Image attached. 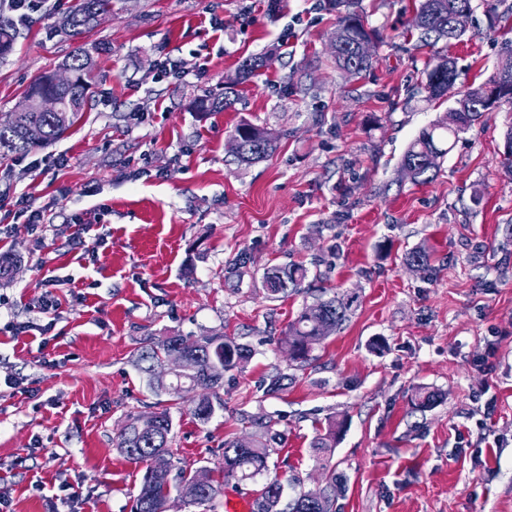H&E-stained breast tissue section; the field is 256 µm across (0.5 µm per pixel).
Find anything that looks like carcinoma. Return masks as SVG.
Here are the masks:
<instances>
[{
	"label": "carcinoma",
	"mask_w": 512,
	"mask_h": 512,
	"mask_svg": "<svg viewBox=\"0 0 512 512\" xmlns=\"http://www.w3.org/2000/svg\"><path fill=\"white\" fill-rule=\"evenodd\" d=\"M337 13L338 39L333 51L336 68L351 70L358 76L368 71L373 63L359 54V43L364 39L375 42L380 35L368 26L365 17L357 10L356 0H331ZM474 10L473 0H420L413 18V26L421 34L427 46L437 42L457 40L467 31L469 17ZM112 11V0H73L61 17L59 28L72 36H80L97 18ZM16 40L12 25L0 24V58L8 56ZM106 52L102 44L82 46L72 57L59 65L73 75L67 85L56 81L55 71L40 76L24 92V98L32 105L24 112H11L0 118V151L26 153L36 147L51 143L65 136L79 119L86 104L91 86L95 57ZM456 62L447 54H435L426 67L425 88L429 97L437 98L448 89V81L455 80ZM497 85L512 95V55L499 64L496 72L484 83L470 87L455 105L436 123L421 131L407 149L401 160V169L408 172L414 183L429 180L430 173L437 169V160L448 153L446 145L470 128L485 114L487 92ZM41 98H53L62 105L60 112H41L34 102ZM226 148L239 162L253 164L268 157L273 151L272 142L264 138V129L248 122L238 124L231 132ZM308 277L307 269L300 264L272 267L263 276V287L277 298L303 287ZM358 303V296L344 294L328 299L319 298L304 307L288 324L285 342L288 344L290 360L303 366L310 357L314 337L325 338L340 328L349 312ZM182 348L195 356V367L191 373L157 383L152 372L158 368L161 357L175 348ZM251 356L250 346L236 342L222 333L201 336L171 334L153 338L136 356V366L147 375L148 385L156 392H164L175 400L183 399L198 389L205 395L191 400V412L195 419L207 422L216 408L223 402L213 403L208 391H216L224 383V373L243 365ZM339 423L327 424L325 433L316 438L313 448L321 452L336 440ZM173 421L169 408L148 415H137L128 420L119 433L117 448L129 461L145 465L139 492L135 499L134 512H162L165 499L171 491L182 495L194 512H207L213 500L229 481H242L268 470L271 448L261 441H253L244 447L235 439L224 443L222 480H216L212 471L202 467L194 474L180 475L174 484H156L150 479L152 472L174 469L169 436ZM283 487L274 479L262 490L259 512H278L277 505ZM336 497V476H331L323 494L316 499L310 492H301L290 504V512H332Z\"/></svg>",
	"instance_id": "obj_1"
}]
</instances>
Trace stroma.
<instances>
[{
  "label": "stroma",
  "instance_id": "35a3bbf8",
  "mask_svg": "<svg viewBox=\"0 0 512 512\" xmlns=\"http://www.w3.org/2000/svg\"><path fill=\"white\" fill-rule=\"evenodd\" d=\"M416 5L358 0L383 38L359 78L332 60L329 0H115L81 39L50 35L60 10L20 27L0 58L2 115L82 43L107 51L62 139L0 157V252L22 259L0 280V500L12 512H50L63 483L78 512H132L144 469L116 440L157 401L134 359L174 332L252 350L225 373L208 422L173 406L176 470L219 469L225 441L277 433L268 473L229 489L256 498L275 476L287 502L332 473V512H512V99L459 134L432 181L400 168L419 132L512 49V0H474L467 33L433 48L417 41ZM437 50L458 75L432 99L422 81ZM254 57L267 64L236 86L232 108L192 109ZM243 122L276 144L252 165L225 148ZM20 197L46 232L13 218ZM82 224L94 253L75 244ZM415 248L428 269L406 263ZM288 264L359 298L301 368L284 336L313 296L272 299L262 286L268 267ZM47 294L57 309L42 314ZM10 321L32 328L12 334ZM279 373L284 389L267 394ZM419 387L436 395L422 411ZM332 416L343 429L315 453Z\"/></svg>",
  "mask_w": 512,
  "mask_h": 512
}]
</instances>
